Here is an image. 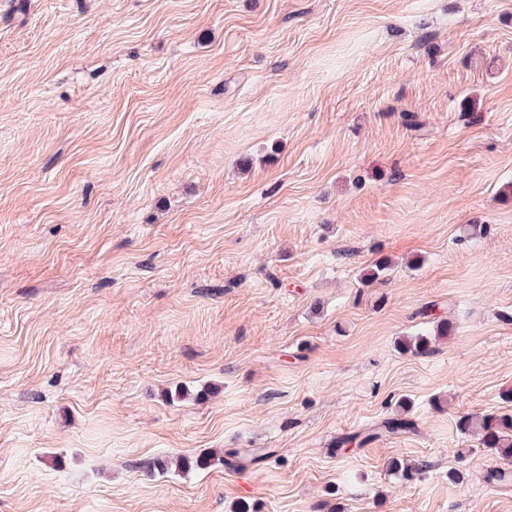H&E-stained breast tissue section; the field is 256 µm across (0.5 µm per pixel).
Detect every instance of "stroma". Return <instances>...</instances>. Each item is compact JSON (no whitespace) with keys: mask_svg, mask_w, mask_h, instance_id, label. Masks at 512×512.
Here are the masks:
<instances>
[{"mask_svg":"<svg viewBox=\"0 0 512 512\" xmlns=\"http://www.w3.org/2000/svg\"><path fill=\"white\" fill-rule=\"evenodd\" d=\"M508 390L512 0H0V512H512ZM456 427L461 435L475 437L483 448L511 464L512 414H465L457 419Z\"/></svg>","mask_w":512,"mask_h":512,"instance_id":"obj_1","label":"stroma"}]
</instances>
